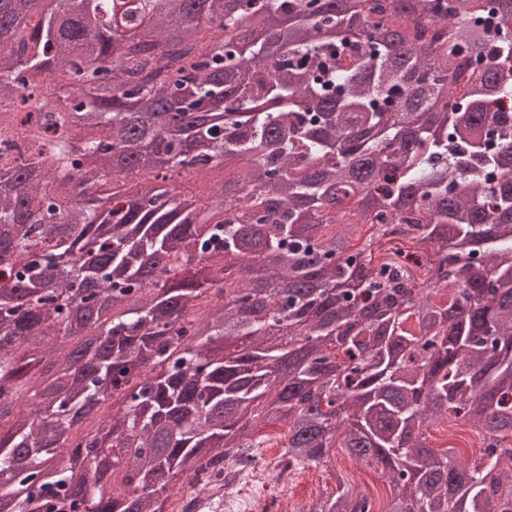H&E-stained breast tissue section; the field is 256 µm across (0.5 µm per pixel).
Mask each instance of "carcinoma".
<instances>
[{
	"instance_id": "cac0c4a2",
	"label": "carcinoma",
	"mask_w": 512,
	"mask_h": 512,
	"mask_svg": "<svg viewBox=\"0 0 512 512\" xmlns=\"http://www.w3.org/2000/svg\"><path fill=\"white\" fill-rule=\"evenodd\" d=\"M242 2L0 0V512H512V0ZM430 442H433V446L448 445V447L458 448L460 454L457 456H473L480 446L477 433L465 426H448V432L446 425L432 428ZM294 471H290L293 472L291 476L296 474L289 483L288 478L282 480V484L288 486V497L284 494L287 503L285 512L291 510L288 508V500L292 508L295 506L298 509L312 499L332 491L335 488L336 476L340 474L358 490L371 494L378 504L390 495L389 486L384 478H380L379 472L374 468L353 464L343 453L337 455L336 467L333 463L311 470ZM265 480V476L257 471H251L249 477L238 485L248 486L253 483L262 482ZM284 489L282 488L281 481L278 482L274 477H267L265 480L264 488L259 492L264 501H267L270 507L269 512H281V508L285 507L282 500Z\"/></svg>"
}]
</instances>
